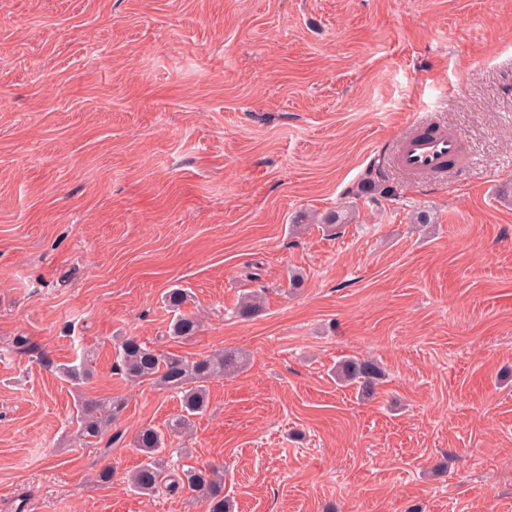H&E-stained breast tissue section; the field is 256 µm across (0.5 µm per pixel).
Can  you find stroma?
<instances>
[{
    "label": "stroma",
    "mask_w": 512,
    "mask_h": 512,
    "mask_svg": "<svg viewBox=\"0 0 512 512\" xmlns=\"http://www.w3.org/2000/svg\"><path fill=\"white\" fill-rule=\"evenodd\" d=\"M417 120L459 171L393 164ZM374 160L399 199L357 196ZM116 336L243 354L165 451L236 512H512V0H0V512H204L128 489L180 395L126 382ZM93 397L126 402L108 454L75 441ZM165 302L168 307L177 313L170 325V337L173 339H189L194 337L200 330V321L192 313L183 311V306L188 302V294L182 288H173L165 295ZM379 376V368L370 360H345L336 367L337 380L358 381L367 395L373 393Z\"/></svg>",
    "instance_id": "1"
}]
</instances>
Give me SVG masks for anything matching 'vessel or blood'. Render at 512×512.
<instances>
[{
    "label": "vessel or blood",
    "mask_w": 512,
    "mask_h": 512,
    "mask_svg": "<svg viewBox=\"0 0 512 512\" xmlns=\"http://www.w3.org/2000/svg\"><path fill=\"white\" fill-rule=\"evenodd\" d=\"M458 132L443 127L419 126L406 136L395 158L397 166L416 177L443 173L445 162L460 149Z\"/></svg>",
    "instance_id": "b4317fda"
}]
</instances>
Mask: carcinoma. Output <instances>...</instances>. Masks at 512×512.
<instances>
[{
    "instance_id": "carcinoma-1",
    "label": "carcinoma",
    "mask_w": 512,
    "mask_h": 512,
    "mask_svg": "<svg viewBox=\"0 0 512 512\" xmlns=\"http://www.w3.org/2000/svg\"><path fill=\"white\" fill-rule=\"evenodd\" d=\"M357 195H366L374 201L391 200L398 196L397 186L389 183L380 167H369L357 188ZM168 307L176 312L170 325V337L189 339L200 330L197 316L183 311L188 294L182 288H173L165 295ZM263 311L262 298L257 293L246 295L237 309L239 316L252 318ZM116 367L130 381H151L162 389L181 393V411L173 416L165 429L146 425L134 435L132 445L140 449L144 459L129 476L133 491L151 497L164 480L163 451L168 438L187 433L193 425L192 418L200 415L208 406L207 383L241 368V353L224 350L206 357L189 361L179 355L163 352L134 336H122L116 342ZM65 380L78 384L89 375V359L78 365L62 364L56 367ZM379 368L365 359L346 360L336 367V378L341 382L357 381L366 394L373 393ZM124 409L120 399H80L76 405L77 436L80 439L107 438L106 447L120 446L125 441L121 431L110 432L112 424ZM188 488L205 506V512H233L232 500L224 495V477L214 466L190 467L183 477L170 482L169 488Z\"/></svg>"
}]
</instances>
